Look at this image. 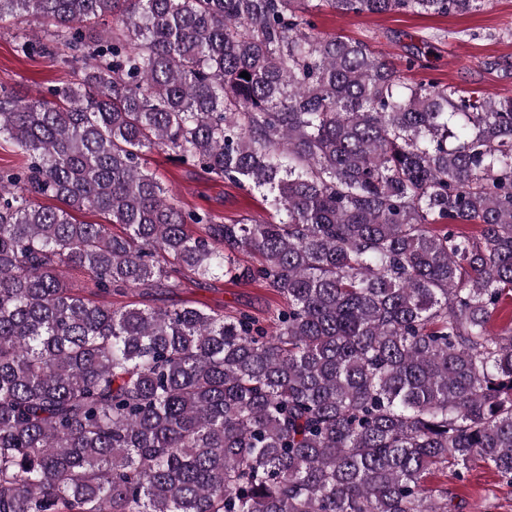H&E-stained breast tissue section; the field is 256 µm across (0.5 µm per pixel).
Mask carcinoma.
<instances>
[{"label": "carcinoma", "instance_id": "1", "mask_svg": "<svg viewBox=\"0 0 512 512\" xmlns=\"http://www.w3.org/2000/svg\"><path fill=\"white\" fill-rule=\"evenodd\" d=\"M482 2L0 0L44 33L18 52L81 63L48 99L0 86V512H450L428 475L473 461L512 487V97L408 84L310 20ZM152 150L284 218L179 207ZM66 269L283 305L114 308ZM186 301L224 312L247 311L260 319L267 318L268 313L282 303L279 296L258 283L232 284L224 280H208L196 284L185 280L173 292L157 296L152 304L172 307Z\"/></svg>", "mask_w": 512, "mask_h": 512}]
</instances>
